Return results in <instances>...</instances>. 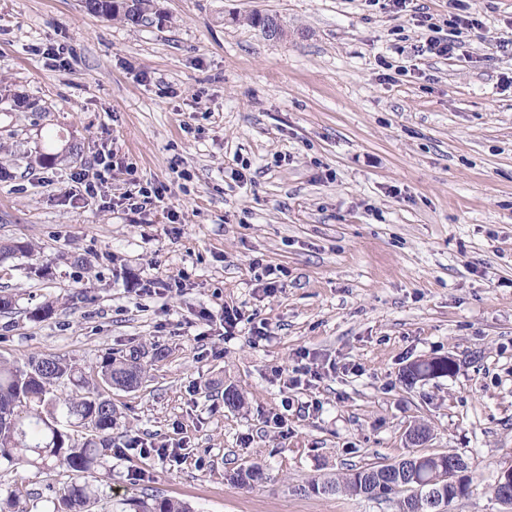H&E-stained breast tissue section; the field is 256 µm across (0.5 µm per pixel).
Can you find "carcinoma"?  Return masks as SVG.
I'll return each instance as SVG.
<instances>
[{
	"label": "carcinoma",
	"instance_id": "cac0c4a2",
	"mask_svg": "<svg viewBox=\"0 0 512 512\" xmlns=\"http://www.w3.org/2000/svg\"><path fill=\"white\" fill-rule=\"evenodd\" d=\"M91 14L109 20L135 25L152 23V0H84ZM251 25L261 28L268 37L285 36L277 19L253 14ZM430 371L440 376L448 374V359H420L403 370V380L412 385L421 373ZM144 367L136 357L107 355L95 368L84 371L74 364L55 357L31 356L22 364L0 360V464L7 467L22 465L39 472L63 469L68 480L52 489L44 512H88V507L100 501L98 487L88 477L105 466L112 454V429L118 413L112 399L100 392L101 385L119 390L136 388ZM66 381L74 392L63 397L54 394L53 386ZM82 427L86 436L81 442L71 439L68 428ZM405 468L400 477L410 486L408 498L391 486V479L377 471L372 463L335 478L314 480L308 490L315 494L344 493L367 499H397L399 512H428L433 485L430 481L440 470H448V458L438 453L416 450L402 457ZM241 486L263 482L262 467L250 464L230 475ZM123 512H192L179 499L148 494L142 498L124 500Z\"/></svg>",
	"mask_w": 512,
	"mask_h": 512
}]
</instances>
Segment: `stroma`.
Returning <instances> with one entry per match:
<instances>
[{"instance_id": "35a3bbf8", "label": "stroma", "mask_w": 512, "mask_h": 512, "mask_svg": "<svg viewBox=\"0 0 512 512\" xmlns=\"http://www.w3.org/2000/svg\"><path fill=\"white\" fill-rule=\"evenodd\" d=\"M463 5L482 26L442 60L413 55L409 14L364 0H157L144 26L0 0V242L34 246L0 262L17 299L0 358L145 365L137 389L102 390L121 412L92 477L104 496L398 512L307 485L400 459L421 421L428 451L477 472L451 512H503L488 488L512 467V0ZM51 135L57 163L29 167ZM104 147L119 166L84 200L71 175ZM146 182L167 189L153 210L117 207ZM268 265L284 271L271 292ZM227 306L245 316L230 333ZM448 356L455 373L402 383ZM250 464L263 484L229 480ZM61 480L0 471L28 512ZM424 371L437 372L438 374L435 377L448 375V357L420 359L411 363L403 370V380L407 384L413 385L419 381L418 377Z\"/></svg>"}]
</instances>
